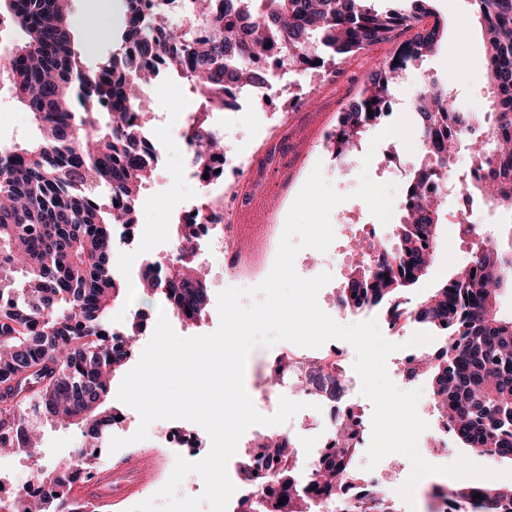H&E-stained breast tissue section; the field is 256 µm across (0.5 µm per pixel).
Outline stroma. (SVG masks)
Masks as SVG:
<instances>
[{"label": "stroma", "mask_w": 512, "mask_h": 512, "mask_svg": "<svg viewBox=\"0 0 512 512\" xmlns=\"http://www.w3.org/2000/svg\"><path fill=\"white\" fill-rule=\"evenodd\" d=\"M436 16L445 26L438 50L432 57L409 69L405 79L395 88L396 106L394 115H407L416 120L415 101L424 79L433 78L448 85L455 93L459 104L478 109L485 101L487 90L483 84L486 71V46L483 41L477 15L468 0H433ZM123 15L121 0H73L69 17L74 37H81L89 28L99 29L103 35L98 58L108 57L112 48L111 33L117 29ZM389 43H379L371 49L359 52L341 64V73L330 81H322L319 74L306 76L285 75L272 93L264 111L244 109L238 112H218L214 115L217 128L224 131L226 150L245 154L250 162L252 174L261 178L258 187H245L238 193L241 209H249L252 203L272 198L275 210L268 221L270 232L281 236L290 202H278L279 178L289 173L299 182H306L314 167H321L324 177L335 190L345 194L346 200L331 213L332 224H350L359 235L376 231L380 238L394 240L396 226L402 221L401 209H393L388 223H380L367 204L353 195L359 184L361 170H368L371 179L380 183L395 182L394 174L384 167V154L390 150L403 152L412 166H420L424 153L421 147L406 150L397 137L382 138V125L365 131L360 142L351 150L347 164L336 162L322 145L324 129L334 124L343 103L354 98L377 61L385 59ZM200 101L188 83L176 76L161 80L147 95L145 109L151 122L153 137L162 147L155 176L147 193L150 202L141 206L137 223L153 253L165 252L171 245L174 226L181 212L198 202V185L182 174L183 143L180 129L190 114L196 113ZM37 132L32 120L6 92L0 91V143L11 144L35 139ZM370 157V164H363V157ZM470 166L466 149H458L453 181L437 226V250L426 274L403 295L407 306H414L423 297L448 282L459 269L466 265L474 251L472 238L457 239L455 216L460 207V193ZM208 301L203 321L189 326L171 317L174 331L183 337L205 335L219 326L217 295L229 287L249 288L261 283L258 268L241 272L239 278H230L221 263H213L208 272ZM161 301L156 297L141 294L124 296L111 308L107 320L117 324L127 323L132 312H141L145 330L141 343H148L154 327V313ZM122 381L114 376L109 388L107 402L128 416L124 427H109L103 433V451L96 465L106 468L114 465L118 454L109 450L112 437H122L136 432L140 417L136 410L119 402L116 393ZM167 423L153 422L146 440L134 443L133 451L149 458L155 467L159 483H166L175 462L176 454L168 448L161 431ZM42 449L38 456L29 458L22 454L0 456V470L14 472L16 480L25 482L37 473H59L63 463L72 459L75 451L82 449L85 439L79 427L43 425Z\"/></svg>", "instance_id": "stroma-1"}]
</instances>
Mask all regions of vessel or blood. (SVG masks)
Segmentation results:
<instances>
[{
	"label": "vessel or blood",
	"mask_w": 512,
	"mask_h": 512,
	"mask_svg": "<svg viewBox=\"0 0 512 512\" xmlns=\"http://www.w3.org/2000/svg\"><path fill=\"white\" fill-rule=\"evenodd\" d=\"M155 470L150 461L130 453L107 470L93 469L68 487V495L87 502L92 512H104L114 495L132 497L154 483Z\"/></svg>",
	"instance_id": "obj_1"
}]
</instances>
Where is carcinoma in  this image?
<instances>
[{"mask_svg":"<svg viewBox=\"0 0 512 512\" xmlns=\"http://www.w3.org/2000/svg\"><path fill=\"white\" fill-rule=\"evenodd\" d=\"M122 27L109 57L84 63L91 43L79 47L69 27L70 0H0V42L10 33L0 64V85L29 114L35 141L0 146V448L33 457L37 426H79L87 437L115 420L107 404L112 374L132 357L142 333L141 313L125 337L115 339L106 317L125 292L114 275L112 227L136 223L139 198L154 171L152 147L140 133L150 118L139 83L176 74L202 99L194 120L195 164L211 173L224 158L219 139L204 134L209 111L231 104L239 84L275 82L276 74L244 61L288 59L301 74L338 66L349 57L419 27L398 63H376L361 93L339 116L342 156L385 111L403 72L433 54L443 35L430 0L380 11L374 0H186V25L175 34L163 6L124 0ZM474 6L491 67L486 80L493 111L473 112L456 103L448 87L432 80L417 99V130L428 159L406 183L412 200L399 225L397 250L380 253L378 268L352 274L344 291L361 305L401 316L402 290L415 285L435 257L443 202L426 191L429 177L450 172L464 146L487 172L466 184L468 196L512 213V0H468ZM245 34H240L241 28ZM373 116H368V111ZM201 225H176L167 255L141 272L148 292L168 302L191 324L205 310L207 280L194 258ZM512 237L472 253L447 284L407 312L415 323L446 333L436 355L411 358L407 378L430 381L434 408L465 447L512 461V320L497 316L499 293L512 287L503 275ZM276 473L278 488L243 497L235 512H283L281 499L315 496L354 484L350 449L336 448L319 464L306 488L297 483L288 448L267 437L254 449ZM478 498H473V495ZM454 512H512V486L489 480L449 488ZM349 512H396L379 488H357Z\"/></svg>","mask_w":512,"mask_h":512,"instance_id":"cac0c4a2","label":"carcinoma"}]
</instances>
